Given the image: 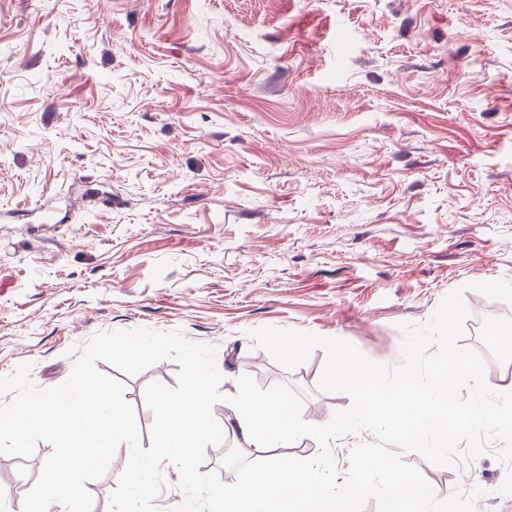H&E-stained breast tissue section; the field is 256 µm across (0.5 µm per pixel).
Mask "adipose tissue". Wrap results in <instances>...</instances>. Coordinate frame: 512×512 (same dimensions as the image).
<instances>
[{"instance_id": "obj_1", "label": "adipose tissue", "mask_w": 512, "mask_h": 512, "mask_svg": "<svg viewBox=\"0 0 512 512\" xmlns=\"http://www.w3.org/2000/svg\"><path fill=\"white\" fill-rule=\"evenodd\" d=\"M210 370L194 364L182 391L159 393L155 410L166 430V446L178 465L182 481L197 477L194 453L200 442L233 435L268 461L253 469L244 483L224 491V512H347L363 490L354 483L336 490L324 486L309 463L272 458V449L293 441L310 429L284 400L259 397L240 387L231 403L233 416L224 425L210 419Z\"/></svg>"}]
</instances>
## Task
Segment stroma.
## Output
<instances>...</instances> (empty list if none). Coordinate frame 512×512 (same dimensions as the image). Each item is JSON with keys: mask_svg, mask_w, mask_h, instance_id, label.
<instances>
[{"mask_svg": "<svg viewBox=\"0 0 512 512\" xmlns=\"http://www.w3.org/2000/svg\"><path fill=\"white\" fill-rule=\"evenodd\" d=\"M512 283V0H0V377L67 380L103 331H182L215 346L220 391L348 409L254 346L262 327L402 359V324L463 290L462 347L489 386L512 333L476 284ZM142 447L165 358L121 375ZM50 444L0 454V512H22ZM403 458L475 512H512L511 467ZM197 484L171 464L160 512H211L260 459L205 443Z\"/></svg>", "mask_w": 512, "mask_h": 512, "instance_id": "stroma-1", "label": "stroma"}]
</instances>
